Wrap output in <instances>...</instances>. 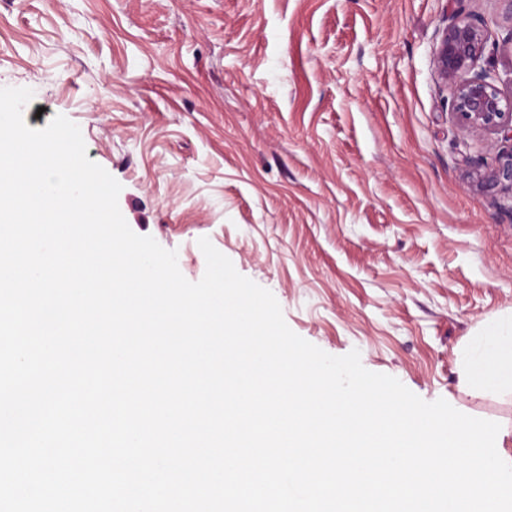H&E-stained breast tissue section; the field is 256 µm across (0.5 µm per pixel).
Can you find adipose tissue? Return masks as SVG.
Segmentation results:
<instances>
[{
  "label": "adipose tissue",
  "instance_id": "adipose-tissue-1",
  "mask_svg": "<svg viewBox=\"0 0 512 512\" xmlns=\"http://www.w3.org/2000/svg\"><path fill=\"white\" fill-rule=\"evenodd\" d=\"M466 379L484 393L512 397V318L490 325L478 337Z\"/></svg>",
  "mask_w": 512,
  "mask_h": 512
}]
</instances>
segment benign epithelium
<instances>
[{"mask_svg": "<svg viewBox=\"0 0 512 512\" xmlns=\"http://www.w3.org/2000/svg\"><path fill=\"white\" fill-rule=\"evenodd\" d=\"M489 41L482 18L456 14L440 33L433 65L439 80L451 88V113L459 130L506 143L492 163H471L476 186L495 198L512 195V92L505 93L497 76L479 64Z\"/></svg>", "mask_w": 512, "mask_h": 512, "instance_id": "benign-epithelium-1", "label": "benign epithelium"}]
</instances>
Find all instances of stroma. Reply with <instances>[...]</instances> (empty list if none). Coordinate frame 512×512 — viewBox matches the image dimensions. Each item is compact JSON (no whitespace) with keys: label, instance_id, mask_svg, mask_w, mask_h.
<instances>
[{"label":"stroma","instance_id":"obj_1","mask_svg":"<svg viewBox=\"0 0 512 512\" xmlns=\"http://www.w3.org/2000/svg\"><path fill=\"white\" fill-rule=\"evenodd\" d=\"M460 12L512 89L503 0H0V86L33 90L29 127L79 126L186 279L209 238L296 334L499 423L512 454V402L463 381L512 315V209L471 185L500 144L458 129L434 71Z\"/></svg>","mask_w":512,"mask_h":512}]
</instances>
